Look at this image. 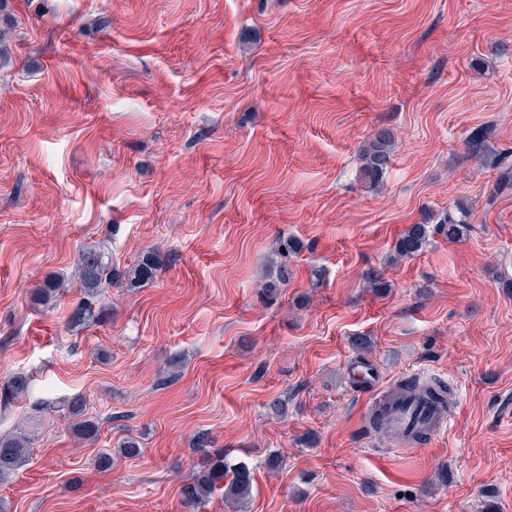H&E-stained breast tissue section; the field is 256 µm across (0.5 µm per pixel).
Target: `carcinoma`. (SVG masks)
Masks as SVG:
<instances>
[{
    "instance_id": "1",
    "label": "carcinoma",
    "mask_w": 512,
    "mask_h": 512,
    "mask_svg": "<svg viewBox=\"0 0 512 512\" xmlns=\"http://www.w3.org/2000/svg\"><path fill=\"white\" fill-rule=\"evenodd\" d=\"M485 134L478 130L469 136L467 146L475 155H481L495 166L501 164L500 158L489 157L485 151ZM394 152V136L391 130L381 128L369 137L360 148L362 163L361 174L371 185H376L390 167ZM470 231L469 222L456 219L451 215L437 224H411L395 241L393 253L397 257H411L429 244L433 234H439L450 241H458ZM160 268V261L148 253L126 272L127 286L139 288L152 280ZM76 275L81 282L86 299L78 301L70 315L72 327H82L93 322L95 312L90 299L101 296L112 287V263L100 250L83 252L76 264ZM29 393L27 378L19 376L0 385V405L5 407ZM34 416L16 431L0 436V483L8 481L16 471L25 466L36 441L42 413L50 410L68 415L74 419L73 432L79 439L92 440L98 432L95 418L86 416V402L75 396L66 399L38 398L33 402ZM250 470L241 464H230L224 454L214 452L205 454L195 466L190 481L185 483L182 494L186 504L200 506L206 503L216 492H222L224 500L237 503L245 502L250 496L252 486Z\"/></svg>"
}]
</instances>
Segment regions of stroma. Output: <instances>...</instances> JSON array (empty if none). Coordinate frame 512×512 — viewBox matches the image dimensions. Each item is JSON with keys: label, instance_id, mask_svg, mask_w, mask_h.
<instances>
[{"label": "stroma", "instance_id": "35a3bbf8", "mask_svg": "<svg viewBox=\"0 0 512 512\" xmlns=\"http://www.w3.org/2000/svg\"><path fill=\"white\" fill-rule=\"evenodd\" d=\"M10 14L0 382L85 397L100 428L81 441L44 415L0 512H512V190L498 189L512 0H10ZM480 126L504 166L470 156ZM381 128L395 149L373 188L359 150ZM459 208L466 238L391 261L406 226ZM282 239L300 250L268 294ZM89 247L119 272L148 252L163 266L73 328ZM59 275L68 288L41 301ZM359 361L382 389L417 372L447 384L449 428L410 451L369 435ZM208 449L250 469L244 504H184Z\"/></svg>", "mask_w": 512, "mask_h": 512}]
</instances>
